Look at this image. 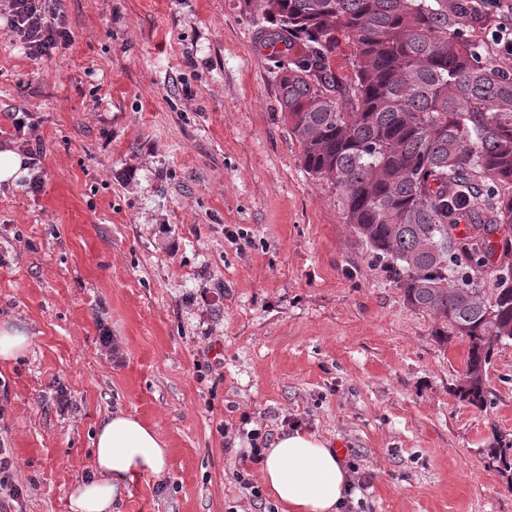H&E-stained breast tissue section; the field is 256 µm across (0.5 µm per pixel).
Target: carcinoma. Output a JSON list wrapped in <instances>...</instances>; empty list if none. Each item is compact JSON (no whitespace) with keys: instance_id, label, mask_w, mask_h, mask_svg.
<instances>
[{"instance_id":"carcinoma-1","label":"carcinoma","mask_w":512,"mask_h":512,"mask_svg":"<svg viewBox=\"0 0 512 512\" xmlns=\"http://www.w3.org/2000/svg\"><path fill=\"white\" fill-rule=\"evenodd\" d=\"M245 4L262 46L283 45L281 111L302 165L336 182L407 303L465 339L460 396L483 407L486 367L512 342V68L479 38L492 17L477 0ZM464 216L474 232L460 236Z\"/></svg>"}]
</instances>
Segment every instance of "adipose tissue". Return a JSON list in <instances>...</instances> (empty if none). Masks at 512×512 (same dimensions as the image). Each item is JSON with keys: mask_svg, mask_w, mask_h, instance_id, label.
<instances>
[{"mask_svg": "<svg viewBox=\"0 0 512 512\" xmlns=\"http://www.w3.org/2000/svg\"><path fill=\"white\" fill-rule=\"evenodd\" d=\"M92 461L96 476L72 486L70 512H117L130 481L167 471L169 448L153 428L119 411L99 422ZM261 477L282 512H341L350 492V473L335 449L300 429L264 450Z\"/></svg>", "mask_w": 512, "mask_h": 512, "instance_id": "ef3b65f1", "label": "adipose tissue"}]
</instances>
